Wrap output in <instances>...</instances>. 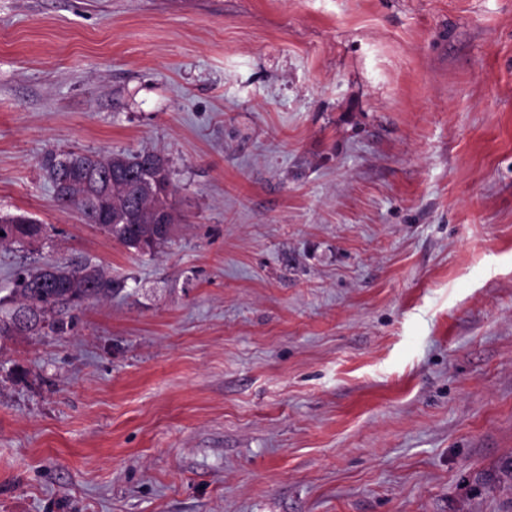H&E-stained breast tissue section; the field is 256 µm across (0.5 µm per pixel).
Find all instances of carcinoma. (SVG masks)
I'll list each match as a JSON object with an SVG mask.
<instances>
[{
	"label": "carcinoma",
	"instance_id": "carcinoma-1",
	"mask_svg": "<svg viewBox=\"0 0 512 512\" xmlns=\"http://www.w3.org/2000/svg\"><path fill=\"white\" fill-rule=\"evenodd\" d=\"M61 156L74 159L76 164L63 167L58 161ZM162 162L163 157L150 152L103 155L50 151L43 157L42 166L52 183L56 201L69 199L68 207L77 209L86 223L97 225L129 249L152 254L171 238L157 220L158 212L173 209L175 193L170 175L158 177ZM88 170L112 175V189L107 191V198H100L98 191L85 184L83 173ZM147 178L156 179L149 194L139 188L140 182ZM44 233V225L33 219L15 224L0 223V246L32 244ZM87 268V264L74 267L46 264L22 273L13 288V295L19 301L0 315V336L11 335L8 328L16 326L20 312L40 319L41 329L62 335L71 327L70 311L109 299L122 287L120 281L99 267L94 268L92 278H83L82 272Z\"/></svg>",
	"mask_w": 512,
	"mask_h": 512
}]
</instances>
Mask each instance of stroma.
Here are the masks:
<instances>
[{
    "instance_id": "stroma-1",
    "label": "stroma",
    "mask_w": 512,
    "mask_h": 512,
    "mask_svg": "<svg viewBox=\"0 0 512 512\" xmlns=\"http://www.w3.org/2000/svg\"><path fill=\"white\" fill-rule=\"evenodd\" d=\"M156 150L129 250L48 151ZM0 247L126 280L0 337V512H512V0H0ZM19 217L2 218L1 222L5 220L9 221L12 219L17 220ZM0 222V232H4L3 236H0V246L12 244V243H28L32 244L39 241L44 233L45 227L43 224H39L36 220H21L15 224H2Z\"/></svg>"
}]
</instances>
